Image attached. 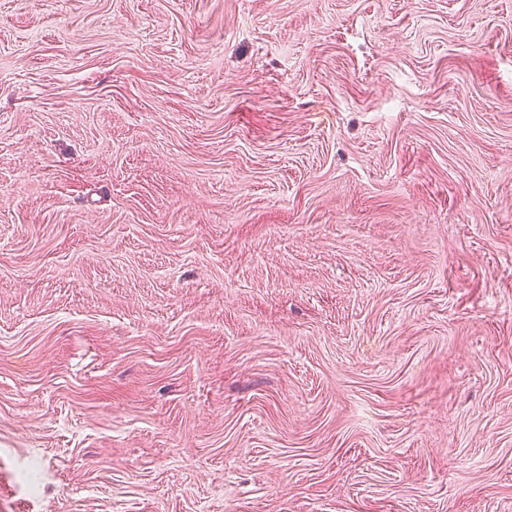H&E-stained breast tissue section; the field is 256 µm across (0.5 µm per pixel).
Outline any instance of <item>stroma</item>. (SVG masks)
I'll return each mask as SVG.
<instances>
[{
	"label": "stroma",
	"mask_w": 512,
	"mask_h": 512,
	"mask_svg": "<svg viewBox=\"0 0 512 512\" xmlns=\"http://www.w3.org/2000/svg\"><path fill=\"white\" fill-rule=\"evenodd\" d=\"M0 512H512V0H0Z\"/></svg>",
	"instance_id": "1"
}]
</instances>
